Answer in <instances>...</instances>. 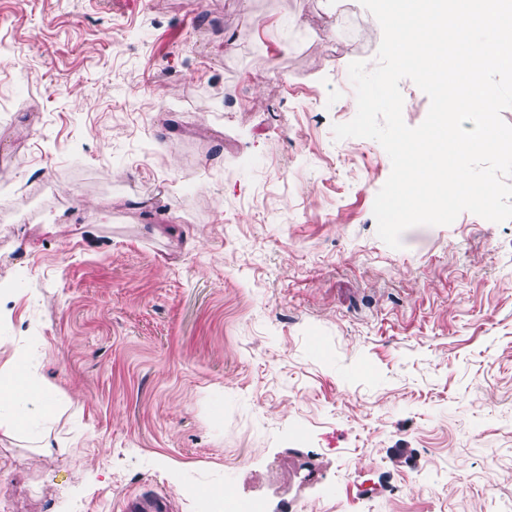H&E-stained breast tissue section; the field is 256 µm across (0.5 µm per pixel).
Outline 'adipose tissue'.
I'll use <instances>...</instances> for the list:
<instances>
[{
    "mask_svg": "<svg viewBox=\"0 0 512 512\" xmlns=\"http://www.w3.org/2000/svg\"><path fill=\"white\" fill-rule=\"evenodd\" d=\"M58 401L26 355L14 353L0 367V435L41 438L57 418Z\"/></svg>",
    "mask_w": 512,
    "mask_h": 512,
    "instance_id": "adipose-tissue-1",
    "label": "adipose tissue"
}]
</instances>
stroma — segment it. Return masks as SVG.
<instances>
[{"instance_id":"obj_1","label":"stroma","mask_w":512,"mask_h":512,"mask_svg":"<svg viewBox=\"0 0 512 512\" xmlns=\"http://www.w3.org/2000/svg\"><path fill=\"white\" fill-rule=\"evenodd\" d=\"M360 0H0V327L67 405L0 512H512V220L377 235ZM57 225V233L46 225ZM122 510L124 512H168L170 506L165 495L134 494L125 499Z\"/></svg>"}]
</instances>
